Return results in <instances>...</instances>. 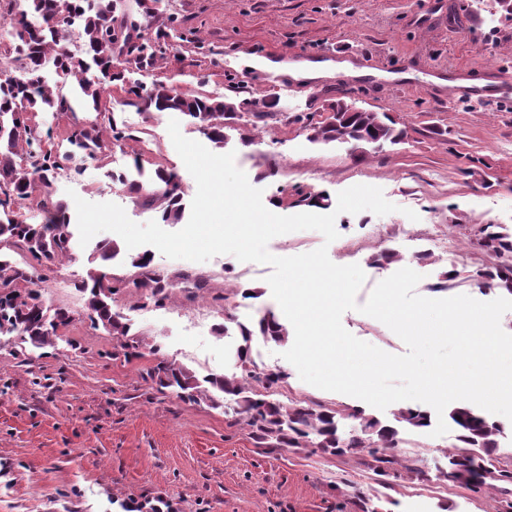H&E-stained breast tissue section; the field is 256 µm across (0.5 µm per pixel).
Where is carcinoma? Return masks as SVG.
<instances>
[{
    "instance_id": "1",
    "label": "carcinoma",
    "mask_w": 512,
    "mask_h": 512,
    "mask_svg": "<svg viewBox=\"0 0 512 512\" xmlns=\"http://www.w3.org/2000/svg\"><path fill=\"white\" fill-rule=\"evenodd\" d=\"M14 12L10 20L12 41L0 47V57L22 62L25 79H0V335H13L20 343L41 347L52 342L57 329L71 321L70 312L63 307L45 304L38 290L31 288L33 270L53 263L70 252L67 204L55 199L50 191L51 179L76 158L96 159L112 145L131 135L118 128L107 117V125L74 128L68 136L71 150L59 153L49 148L37 127L31 125L39 112H72L68 98L43 79L51 67L65 83L75 79L84 97L95 109H101L112 87L119 81L126 102L144 112H179L198 125L218 146L224 144V129L237 119L232 101L216 100L205 95H188L174 87L155 81L146 86L141 81L117 69L119 57L128 52L139 70L155 66L164 55L160 40L169 33L157 28L150 37L152 20L163 14L164 0H137L142 16L141 25L125 19L118 27L111 25L120 9V0H12ZM82 43L81 54H71L66 46L71 37ZM312 143L357 145H397L405 131L384 112L359 108L309 123ZM137 178L112 175V181L126 185L133 194L144 195L157 203L161 219L175 224L183 217L184 190L176 172L158 167L144 178V166L139 156L133 157ZM35 205L43 215V223L27 224L20 220L14 208L23 204ZM477 245L490 254L495 263L492 269L479 274L485 283L512 293V234L500 231L497 224H479L475 231ZM10 250L14 259L3 253ZM150 261L144 256L131 260L141 269L135 286L146 290L149 300L163 305L170 298L168 283L153 276L147 268ZM87 296L86 315L95 326H102L114 336H122V347L129 357L139 355L141 340L130 333L112 311V295L116 287L107 274L92 271L88 278L75 284ZM266 317L253 324L237 325L236 357L240 373L230 376L207 375L196 377L186 368L174 363H157L150 375L160 387L169 388L183 402L208 400L224 405V413L234 414L243 422L260 448H317L323 452L342 453L346 450L367 453L372 469L387 474L399 463L390 450L399 447V430L376 419L360 418L357 412L347 413L340 408H328L318 402L283 404L271 399L285 381L281 373L258 374L252 369L251 342L261 336L277 343L288 342L287 327L276 313L264 309ZM344 418L362 419L361 428L348 436L339 433ZM397 422L409 429L425 428L429 415L420 409L400 408ZM459 431L458 449L448 454V470L456 482L475 491L495 489L497 483L512 485V469L500 466L497 450L502 429L471 408L458 404L449 413Z\"/></svg>"
}]
</instances>
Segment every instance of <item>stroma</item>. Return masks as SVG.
Here are the masks:
<instances>
[{
    "label": "stroma",
    "instance_id": "stroma-1",
    "mask_svg": "<svg viewBox=\"0 0 512 512\" xmlns=\"http://www.w3.org/2000/svg\"><path fill=\"white\" fill-rule=\"evenodd\" d=\"M163 7L177 14L179 25L156 67L139 72L142 82L164 80L181 92L236 103L277 96L268 116L247 113L236 121L223 146L262 189L264 204L289 216L309 211L310 198L333 201L364 184L381 188L397 207L383 216L338 215L339 236L329 244L314 230L277 236L270 253L292 256L324 246L334 263L353 261L366 275L361 304L377 283L405 267L421 274L415 291L427 298L501 297L498 289L478 290L477 275L490 260L470 242L478 224L512 233V19L497 0H165ZM325 46L366 70V77L333 72L304 84L251 65L273 48L286 51L288 60L308 61ZM451 68L469 70L476 81L500 72L508 91L479 104L449 102L435 74ZM339 99L389 113L405 129L404 141L360 155L310 143L309 122L324 118L326 105ZM111 112L132 141L80 163L78 171L60 170L51 184L54 197L65 202L74 192L92 203L122 206L135 223L158 220L153 206L110 178L129 172L137 153L145 169H173L185 201H192L196 182L168 133L171 113L126 104L117 85ZM102 120V112L82 106L35 117L40 130L52 131L51 145L60 152L68 150L74 126ZM409 209L418 220L406 217ZM68 230L74 235L69 256L38 267L35 287L46 303L67 308L71 322L40 349L0 338V512H134L161 501L170 512H361L354 499L360 491L375 498L378 512H502L499 491L475 493L448 481L446 453L458 445L456 430L405 435L395 453L416 461L424 478L383 477L360 453L257 447L223 409L161 392L146 373L163 359L200 375L236 372L233 340L216 328L256 321L262 309L276 307L267 283L271 266L230 255L172 260L152 246L128 250L109 231L83 245L75 238L77 225ZM103 243L118 244L112 260H101ZM384 249L399 252L400 261L373 264ZM134 253L149 254L151 267L164 274L165 305H154L137 288ZM93 269L106 271L117 285L112 309L140 334V356L124 357L120 337L87 318L74 283ZM250 288L260 289L261 297L243 298ZM342 324L385 352L406 351L372 317L349 311ZM284 350L259 339L251 355L256 371L285 374L280 402L314 400L393 423V408L380 410L302 381Z\"/></svg>",
    "mask_w": 512,
    "mask_h": 512
}]
</instances>
